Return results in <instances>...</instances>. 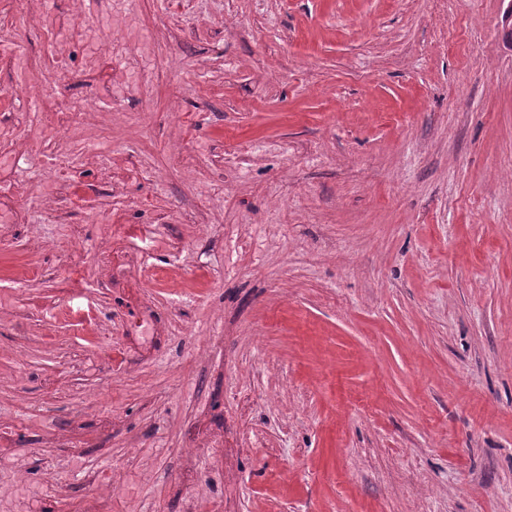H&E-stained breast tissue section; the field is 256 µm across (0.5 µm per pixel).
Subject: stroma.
I'll list each match as a JSON object with an SVG mask.
<instances>
[{"label":"stroma","instance_id":"stroma-1","mask_svg":"<svg viewBox=\"0 0 512 512\" xmlns=\"http://www.w3.org/2000/svg\"><path fill=\"white\" fill-rule=\"evenodd\" d=\"M503 10L0 0V512H512Z\"/></svg>","mask_w":512,"mask_h":512}]
</instances>
